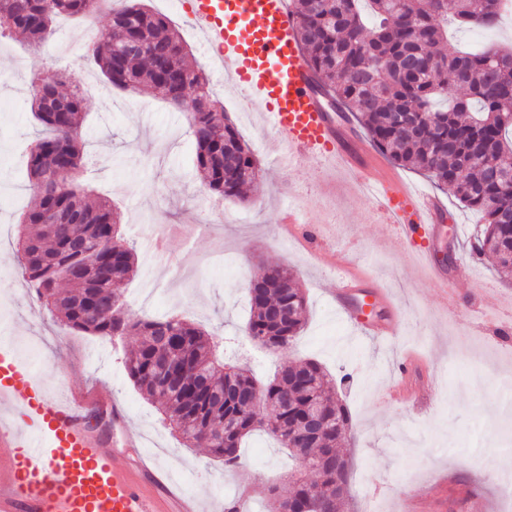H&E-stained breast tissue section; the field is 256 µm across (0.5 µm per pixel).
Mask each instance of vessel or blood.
Listing matches in <instances>:
<instances>
[{"label": "vessel or blood", "mask_w": 512, "mask_h": 512, "mask_svg": "<svg viewBox=\"0 0 512 512\" xmlns=\"http://www.w3.org/2000/svg\"><path fill=\"white\" fill-rule=\"evenodd\" d=\"M182 7L207 62L231 79L249 107L265 113L282 147L280 165L293 167L309 156L335 158L371 189L373 205L394 224L385 245L416 251L430 278L447 287V271L415 240L436 227L445 205L414 194L352 131L349 118L329 111L296 40L287 0H184ZM331 298L367 335L389 338L401 330L398 307L371 277L338 275ZM367 305L376 309V319L362 318ZM0 403L10 408L9 417L0 419V512H194L183 500L172 509L159 506L135 476L149 471V461L129 469L87 424V412L112 407L110 392L52 398L10 342L1 340Z\"/></svg>", "instance_id": "1"}]
</instances>
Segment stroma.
Returning a JSON list of instances; mask_svg holds the SVG:
<instances>
[{"instance_id": "35a3bbf8", "label": "stroma", "mask_w": 512, "mask_h": 512, "mask_svg": "<svg viewBox=\"0 0 512 512\" xmlns=\"http://www.w3.org/2000/svg\"><path fill=\"white\" fill-rule=\"evenodd\" d=\"M109 16L77 23L57 20L50 52L0 38V337L10 340L46 390L56 396L102 386L130 429L144 437L163 467L181 473V485L199 512H224V502L246 492L252 512H264L270 488L290 490L295 468L287 453L263 434L247 442L246 467L225 469L202 448L184 447L160 413L130 380L125 361L136 346L129 336L111 342L69 329L30 300L17 260L19 213L36 202L26 156L39 123L31 112L36 77L67 70L87 79L81 180L96 196L112 199L123 236L137 244L138 273L118 291L134 311L182 313L223 338L226 363L259 380L284 363L315 359L333 379H345L351 420L343 453L350 465L345 512H512V484L503 468L512 447V405L503 402L501 377L512 373V285L498 279L492 258L473 257L467 240L483 219L461 207L422 173L390 165L405 184L447 204L430 252L448 248L450 282L425 280L408 252L381 246L389 230L329 161L310 157L293 168L277 161L279 145L265 116L247 112L241 91L223 72L207 69L210 85L251 150L261 172L248 201L206 193L194 168L195 143L184 113L147 90L107 85L87 58L91 38L108 31ZM298 207L320 225L315 243L288 236L281 219ZM357 267L382 282L402 309L401 336L383 342L364 335L331 299L338 264ZM293 269L308 299L309 315L288 351L274 353L246 340V288L266 265ZM498 295L489 306L485 295ZM423 370L410 387L433 391L432 403L414 410L395 390L404 352Z\"/></svg>"}]
</instances>
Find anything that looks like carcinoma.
<instances>
[{"label": "carcinoma", "mask_w": 512, "mask_h": 512, "mask_svg": "<svg viewBox=\"0 0 512 512\" xmlns=\"http://www.w3.org/2000/svg\"><path fill=\"white\" fill-rule=\"evenodd\" d=\"M106 0H0V25L30 46L47 45L55 20L92 17ZM289 0L296 38L317 85L338 107L357 114L373 147L395 164L429 173L485 223L472 250L490 255L497 272L512 279V47L488 45L443 53L448 36L439 21L461 28L497 25L507 0ZM105 38L88 51L105 81L119 90L144 87L187 112L196 142V170L204 186L238 198L255 180L260 161L215 97L203 67L167 19L143 0L108 10ZM63 76L50 73L34 85L31 111L43 127L30 152V186L38 202L20 218L21 273L36 302L63 324L112 340L141 341L126 360L128 376L187 448H206L227 468L242 466V445L264 431L288 449L297 465L317 478L286 498L269 490L267 512H339L348 470L336 471L350 420L315 360L284 364L265 383L224 363L221 342L178 314L131 313L115 286L137 272L136 253L117 231L118 214L106 199L91 200L76 184L83 167L81 128L85 98L75 85L58 91ZM498 178L488 175L489 168ZM245 336L266 339L274 352L288 350L308 313V301L290 269L267 266L251 280ZM280 318L269 317V311ZM257 387L262 403L239 395ZM322 411L317 436L308 435L307 408ZM279 425L274 430L270 422Z\"/></svg>", "instance_id": "cac0c4a2"}]
</instances>
